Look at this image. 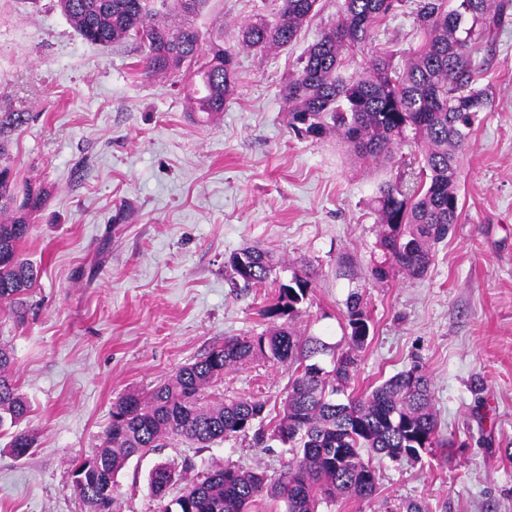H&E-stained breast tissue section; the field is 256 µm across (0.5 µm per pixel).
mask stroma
Wrapping results in <instances>:
<instances>
[{"label":"stroma","instance_id":"stroma-1","mask_svg":"<svg viewBox=\"0 0 512 512\" xmlns=\"http://www.w3.org/2000/svg\"><path fill=\"white\" fill-rule=\"evenodd\" d=\"M273 7L210 0L196 25L205 37L223 28L232 45ZM318 7L288 49L239 53L238 90L204 125L185 83L145 77L133 44L82 40L57 0H0V113L26 115L0 134V164L17 189L41 193L21 246L39 279L23 315L0 303V345L30 405L21 427L35 437L18 457L0 432V512H79L71 463L98 448L117 397L150 392L226 337L270 327L261 311L273 288L229 286L226 261L248 245L286 262L281 279L310 280L301 335L343 345L346 299L362 293L371 334L351 393L419 367L449 442L416 462L376 461L373 498L324 512H386L412 499L432 512H512V9L477 53L492 104L462 153L458 222L423 277L378 282L373 199L382 183L412 182L420 154L405 147L365 163L336 135L288 128L280 90L339 0ZM422 42L406 0L344 72L379 53L402 62ZM289 378L287 366L257 361L226 372L211 394L260 396L274 416ZM289 458L250 434L207 448L175 440L127 463L112 510L157 512L147 476L160 462L190 480L212 465L274 476Z\"/></svg>","mask_w":512,"mask_h":512}]
</instances>
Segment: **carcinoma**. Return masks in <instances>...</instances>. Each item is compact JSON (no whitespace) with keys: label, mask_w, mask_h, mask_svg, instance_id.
<instances>
[{"label":"carcinoma","mask_w":512,"mask_h":512,"mask_svg":"<svg viewBox=\"0 0 512 512\" xmlns=\"http://www.w3.org/2000/svg\"><path fill=\"white\" fill-rule=\"evenodd\" d=\"M140 0H58L62 13L85 41L109 46L134 42L143 51L149 76L187 81L197 111L214 114L237 90L236 56L240 49L263 53L285 48L316 13L319 0H275L269 16L241 26L237 45L224 46L216 32L205 45L195 20L208 0H156L143 9ZM403 0H341L336 21L301 57L298 73L281 90L288 127L306 138L336 133L366 161L390 160L396 150L414 144L421 153L418 182L380 187L378 247L382 261L371 276L388 279L398 269L410 277L427 273L432 248L444 240L460 214L458 184L462 153L479 113L486 110L489 87H478L481 66L473 58L501 23L506 0H417L415 15L425 41L397 67L382 56L362 71L345 76L343 61L366 43L374 28ZM16 201L10 169H0V210ZM38 198L26 189L19 210L0 224V301L21 304L34 287L39 269L19 253L31 233L28 212ZM231 285L250 288L273 284L274 303L264 314L282 323L258 336H235L207 355L178 369L174 378L143 396L129 391L112 404L110 422L98 448L73 462L84 481L74 486L81 512H112L115 478L133 457L165 442L181 439L208 448L249 431L263 419L266 402L257 396L214 400L209 390L224 373L256 360L292 369L282 415L257 441H276L291 459L275 477L256 467H214L188 481L169 497L181 475L165 463L150 471L151 495L158 512H251L262 498L284 503L285 512H319L337 499L365 500L378 490L372 459L416 461L439 439L430 380L419 368L401 371L361 396L346 393L357 364L353 351L370 336V318L361 294L346 300L349 350L325 370L311 359L327 351L313 336L298 335L293 323L310 291L299 276L283 283L271 279L277 262L258 247L246 246L229 256ZM12 352L0 346V430L29 412L10 374ZM35 439L27 431L11 435V451L22 456Z\"/></svg>","instance_id":"cac0c4a2"}]
</instances>
